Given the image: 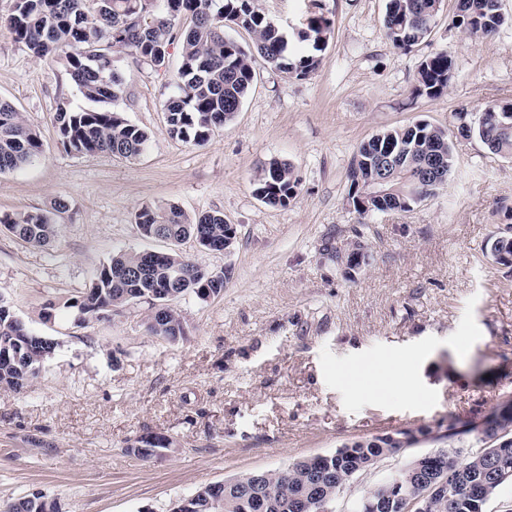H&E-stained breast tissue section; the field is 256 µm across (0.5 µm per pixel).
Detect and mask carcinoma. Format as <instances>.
I'll return each instance as SVG.
<instances>
[{"label": "carcinoma", "mask_w": 512, "mask_h": 512, "mask_svg": "<svg viewBox=\"0 0 512 512\" xmlns=\"http://www.w3.org/2000/svg\"><path fill=\"white\" fill-rule=\"evenodd\" d=\"M435 0H387L384 26L394 48L406 51L423 41L431 30L437 12ZM187 16L192 25L177 29L172 15ZM505 18L499 0H463L456 23L472 36H488L497 31ZM234 25L252 33L255 51L244 48L224 34V27ZM6 26L15 42L25 45L39 57L53 55L63 61L82 97L101 103L96 109L61 108L55 122L65 150L78 154L107 152L126 159L139 156L150 141L149 134L121 118L104 104L119 98L122 83L113 67L112 51L124 49L141 61L160 66L169 49L180 42L182 62L179 68L181 93L165 103L169 133L197 146L206 144L214 131L232 120L239 111L255 77L254 55H260L285 74L306 78L318 69V52L324 50L331 34V21L324 16L310 18L307 29L298 34L302 42H311L312 51L299 50L288 56L287 33L255 11L249 0H14L13 13ZM452 73V59L441 50L426 57L418 69L416 92L429 98L447 93ZM475 133L488 150L503 158H512V104L489 103L473 125ZM40 134L27 126L19 112L0 100V173L15 170L41 153ZM397 155L386 194L360 205V184L380 167L389 153ZM442 167L421 183V167L430 158ZM453 166L448 133L426 121L402 129L377 134L360 144L352 160L348 178L355 211L364 216L375 212L407 211L411 205L442 187ZM300 179L287 163L272 160L254 180V192L265 204L286 206L293 200ZM62 197L51 200L48 208L30 212L0 214V224L7 226L20 240L33 246L49 245L58 236L56 217L64 213ZM139 227H153V236L168 237L183 227L199 231L215 243L224 242L227 230L220 211L187 216L180 208L143 206L134 215ZM504 239L491 244V254L504 265L512 264V227ZM142 252L121 251L97 272L88 291L69 298L64 307L77 312L82 324L104 312L118 311L151 297L153 284L162 283L177 269L182 270L181 294L200 295L210 290L217 296L224 291L228 275L207 272L190 258L172 249L146 277H139ZM23 321L12 305L0 299V347L9 343ZM146 331L151 336L176 341L185 336L183 318L172 308L167 319L155 326L146 317ZM40 362L15 368L0 362V389L19 392L39 371ZM444 465L453 478L451 498L431 497L430 512H484L488 497L502 481L512 479V447L498 443L512 438V413L503 412L483 436L464 428L443 435ZM399 448L380 446L371 440L352 443L349 455H329L327 460L302 458L286 469L267 470L266 488L273 506L269 512H292L291 500L307 497L313 474L323 473L320 495L328 498V512H337L336 483L347 479L350 470L364 464L373 468L392 457ZM503 480L490 485L488 496L474 493L482 483L497 476ZM193 512H252L238 489L224 488V505L213 506L204 498Z\"/></svg>", "instance_id": "carcinoma-1"}]
</instances>
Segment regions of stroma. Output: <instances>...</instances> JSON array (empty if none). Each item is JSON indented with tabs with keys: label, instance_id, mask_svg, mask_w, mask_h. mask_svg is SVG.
I'll list each match as a JSON object with an SVG mask.
<instances>
[{
	"label": "stroma",
	"instance_id": "stroma-1",
	"mask_svg": "<svg viewBox=\"0 0 512 512\" xmlns=\"http://www.w3.org/2000/svg\"><path fill=\"white\" fill-rule=\"evenodd\" d=\"M500 3L508 23L475 39L455 25L457 0H445L428 37L404 52L383 26L387 0H252L294 33L331 19L328 44L303 79L255 57L239 112L202 146L171 137L165 120L179 48L159 68L114 51L124 93L111 109L151 135L133 160L66 151L54 115L87 100L61 63L0 28V99L42 141L38 157L0 173V213L68 203L51 247L0 226V297L57 342L29 388L0 390V505L39 491L59 512H171L202 486L404 427L478 422L512 398V265L490 253L512 224V159L458 132L486 103L512 102V0ZM441 50L453 61L447 93L417 94L420 63ZM420 120L448 133L444 189L406 212L359 217L348 178L359 144ZM273 159L300 179L285 206L254 193ZM167 204L190 216L218 210L234 225L231 253L180 246L200 267L228 271L223 292L176 300L186 336L175 343L146 333L144 301L77 323L64 301L116 251H169L133 222L142 206ZM352 252L350 267L341 258ZM379 359L408 369L387 395H355L362 368ZM146 433L171 448L129 453ZM438 448L421 442L355 477L338 512Z\"/></svg>",
	"mask_w": 512,
	"mask_h": 512
}]
</instances>
